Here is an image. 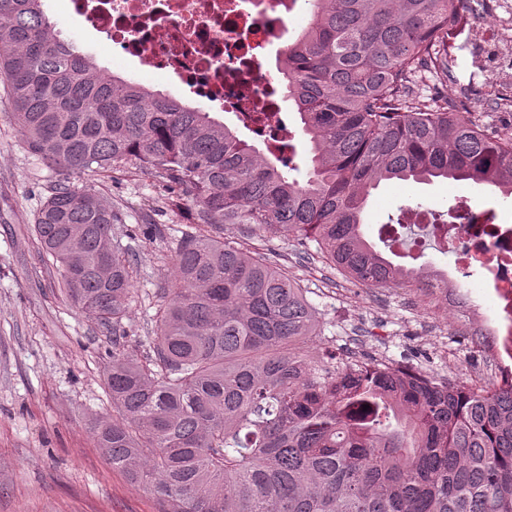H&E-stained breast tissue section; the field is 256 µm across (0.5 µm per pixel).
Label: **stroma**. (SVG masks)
Wrapping results in <instances>:
<instances>
[{
	"mask_svg": "<svg viewBox=\"0 0 512 512\" xmlns=\"http://www.w3.org/2000/svg\"><path fill=\"white\" fill-rule=\"evenodd\" d=\"M44 9L60 37L75 41L108 73L204 108L165 72L141 69L104 35L89 31L69 0H44ZM448 51L463 66H475L483 89L511 86L512 74L495 60L512 54V0H490L484 15L464 17L448 38ZM55 182L22 144L11 108L0 98V512H159L143 486L112 470L89 430L90 419L112 413L103 380L112 334L67 301L32 231ZM77 183L93 186L118 217L112 231L129 254L138 290L124 321L123 345L144 354L151 318L165 301L175 246L194 227L175 208L165 182L135 162L108 176L82 175ZM464 191L482 200L488 189L452 180L381 183L362 214L364 236L377 241L380 225L401 207L444 211ZM224 235L240 248L264 253L307 288L321 333L306 344V353L327 348L340 354L357 339L367 362L382 358L460 384L482 372L483 360L456 335H448L447 350L434 345L424 306L404 299L399 287L373 296L323 264L315 243L301 237L259 236L242 226L225 228Z\"/></svg>",
	"mask_w": 512,
	"mask_h": 512,
	"instance_id": "35a3bbf8",
	"label": "stroma"
}]
</instances>
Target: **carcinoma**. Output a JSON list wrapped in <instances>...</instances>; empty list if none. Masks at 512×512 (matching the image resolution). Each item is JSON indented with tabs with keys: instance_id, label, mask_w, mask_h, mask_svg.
<instances>
[{
	"instance_id": "cac0c4a2",
	"label": "carcinoma",
	"mask_w": 512,
	"mask_h": 512,
	"mask_svg": "<svg viewBox=\"0 0 512 512\" xmlns=\"http://www.w3.org/2000/svg\"><path fill=\"white\" fill-rule=\"evenodd\" d=\"M479 0H303L284 81L309 144L295 165L209 112L106 76L54 31L43 0H0V83L29 153L59 176L33 231L66 299L112 331V417L90 429L112 469L161 512H512V390L406 381L386 364L311 356L305 289L224 225L316 235L365 284L413 278L367 242L371 190L393 179L471 181L512 197V137L471 118L448 32ZM420 67L449 85L413 97ZM135 159L169 184L198 232L175 250L145 357L121 345L136 292L115 215L87 172ZM367 405L369 409L362 410Z\"/></svg>"
}]
</instances>
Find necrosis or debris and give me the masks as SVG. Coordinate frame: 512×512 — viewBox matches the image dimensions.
Listing matches in <instances>:
<instances>
[{
    "mask_svg": "<svg viewBox=\"0 0 512 512\" xmlns=\"http://www.w3.org/2000/svg\"><path fill=\"white\" fill-rule=\"evenodd\" d=\"M74 11L107 35L113 45L147 68L161 69L203 99L235 117L266 113L248 124L259 139H288L290 130L276 99L282 67L271 64L296 14L295 0H71ZM456 216L434 220L432 210L408 207L404 226L418 229L410 246L448 254L447 268L419 267L418 279L405 283V296L423 303L430 318L451 312L454 331L479 346L487 368L477 384L512 387V224L472 197L455 201ZM479 268L496 302L486 310L465 279Z\"/></svg>",
    "mask_w": 512,
    "mask_h": 512,
    "instance_id": "necrosis-or-debris-1",
    "label": "necrosis or debris"
}]
</instances>
